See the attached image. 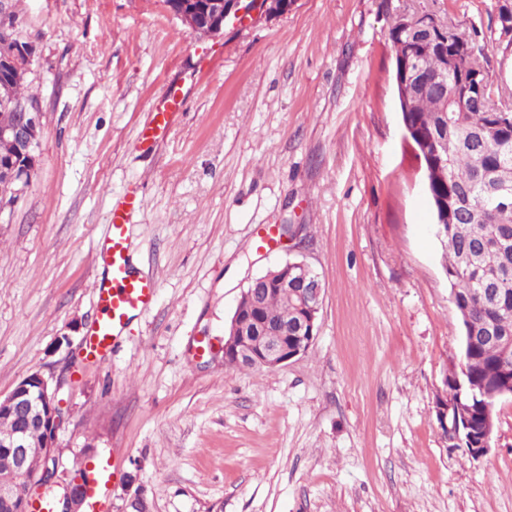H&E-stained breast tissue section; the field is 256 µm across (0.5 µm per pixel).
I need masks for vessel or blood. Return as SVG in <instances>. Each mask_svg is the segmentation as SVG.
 Masks as SVG:
<instances>
[{"label":"vessel or blood","mask_w":512,"mask_h":512,"mask_svg":"<svg viewBox=\"0 0 512 512\" xmlns=\"http://www.w3.org/2000/svg\"><path fill=\"white\" fill-rule=\"evenodd\" d=\"M177 91H169L151 109L155 129H165L169 115L178 110ZM142 206L134 195L124 197L112 209L108 232L98 246L96 259L103 274L94 281L93 291L101 315L88 329L81 345L83 359L89 363L107 359L121 340L133 316L144 313L156 300L155 279L135 271L131 250L132 218Z\"/></svg>","instance_id":"vessel-or-blood-1"}]
</instances>
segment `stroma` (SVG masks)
I'll list each match as a JSON object with an SVG mask.
<instances>
[{
    "label": "stroma",
    "instance_id": "1",
    "mask_svg": "<svg viewBox=\"0 0 512 512\" xmlns=\"http://www.w3.org/2000/svg\"><path fill=\"white\" fill-rule=\"evenodd\" d=\"M13 5L42 133L0 207V394L36 371L70 379L61 469L101 468L112 512L137 494L149 512H512V397L480 458L436 419L459 322L388 41L396 13L431 12L512 89L497 0H295L218 36L163 0ZM174 86L182 105L142 150ZM129 193L159 295L90 366L94 258ZM275 224L296 239L259 249ZM288 259L324 285L315 341L275 370L226 367L242 289Z\"/></svg>",
    "mask_w": 512,
    "mask_h": 512
}]
</instances>
